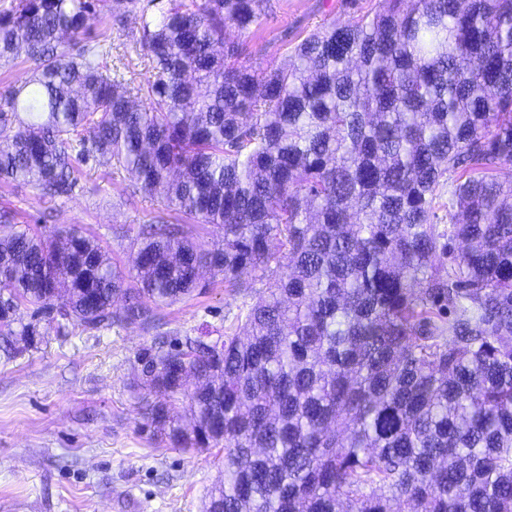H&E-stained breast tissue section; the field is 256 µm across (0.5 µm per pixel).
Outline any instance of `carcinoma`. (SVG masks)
I'll return each mask as SVG.
<instances>
[{"label":"carcinoma","instance_id":"obj_1","mask_svg":"<svg viewBox=\"0 0 512 512\" xmlns=\"http://www.w3.org/2000/svg\"><path fill=\"white\" fill-rule=\"evenodd\" d=\"M383 2L255 67L226 32L270 0H0V67L32 64L0 184L68 199L93 157L135 176L121 204L161 203L125 269L92 236L0 235L5 352L43 321L148 327L205 269L266 285L224 339L137 356L153 433L224 448L204 512H512V0ZM106 6L146 80L92 35Z\"/></svg>","mask_w":512,"mask_h":512}]
</instances>
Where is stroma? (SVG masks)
<instances>
[{
  "instance_id": "1",
  "label": "stroma",
  "mask_w": 512,
  "mask_h": 512,
  "mask_svg": "<svg viewBox=\"0 0 512 512\" xmlns=\"http://www.w3.org/2000/svg\"><path fill=\"white\" fill-rule=\"evenodd\" d=\"M271 4L246 39L257 67L282 61L300 33L349 17L342 0ZM83 172L69 200H49L24 184L8 198L44 232L79 229L125 264L131 241L159 204L141 198L132 207L113 206L132 175L108 178L94 161ZM264 295L261 282L245 293L218 282L163 308L156 330L75 328L65 336L48 333L31 348L17 343L9 356L0 352V512H202L224 476V451L173 448L144 429L145 402L130 387L136 358L161 333L171 341H216Z\"/></svg>"
}]
</instances>
